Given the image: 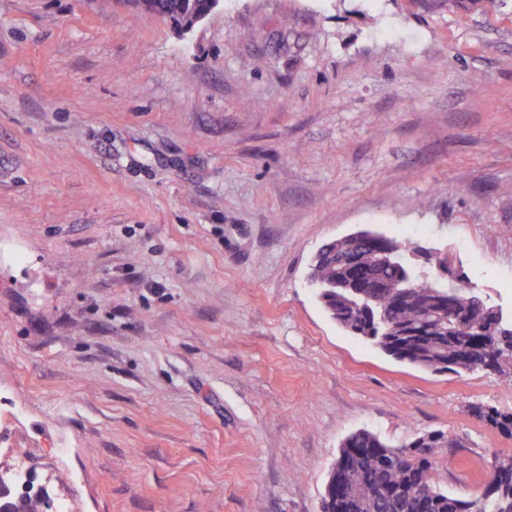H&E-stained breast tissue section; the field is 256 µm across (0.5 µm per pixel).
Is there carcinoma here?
<instances>
[{
	"label": "carcinoma",
	"instance_id": "obj_1",
	"mask_svg": "<svg viewBox=\"0 0 512 512\" xmlns=\"http://www.w3.org/2000/svg\"><path fill=\"white\" fill-rule=\"evenodd\" d=\"M206 0H151L141 8L175 27ZM445 258L417 243L347 235L324 243L310 270L318 299L351 336L388 356L436 373L512 374V315L471 288L434 275ZM479 421L512 436V413L473 404ZM447 441L422 434L393 447L360 430L348 436L331 471L322 512H512V457L499 460L483 492L462 500L438 488L432 470ZM41 493L15 495V512H48Z\"/></svg>",
	"mask_w": 512,
	"mask_h": 512
}]
</instances>
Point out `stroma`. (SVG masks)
Masks as SVG:
<instances>
[{
  "mask_svg": "<svg viewBox=\"0 0 512 512\" xmlns=\"http://www.w3.org/2000/svg\"><path fill=\"white\" fill-rule=\"evenodd\" d=\"M0 0V470L70 512H321L343 441L431 431L480 494L512 380L347 335L308 282L360 229L512 312V0ZM141 4V8L150 15L159 17L178 28L196 13L206 7V0H154ZM470 413L480 422L496 428L504 435L512 436V413H504L482 404H473Z\"/></svg>",
  "mask_w": 512,
  "mask_h": 512,
  "instance_id": "35a3bbf8",
  "label": "stroma"
}]
</instances>
